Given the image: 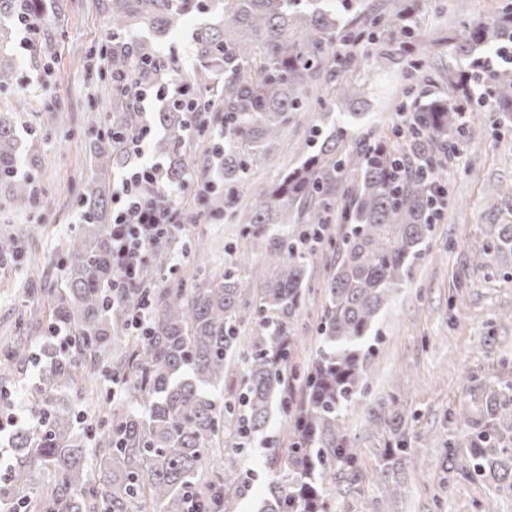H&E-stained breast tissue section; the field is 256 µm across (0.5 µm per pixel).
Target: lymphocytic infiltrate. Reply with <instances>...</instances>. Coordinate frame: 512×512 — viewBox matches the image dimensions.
Returning a JSON list of instances; mask_svg holds the SVG:
<instances>
[{"label": "lymphocytic infiltrate", "mask_w": 512, "mask_h": 512, "mask_svg": "<svg viewBox=\"0 0 512 512\" xmlns=\"http://www.w3.org/2000/svg\"><path fill=\"white\" fill-rule=\"evenodd\" d=\"M151 133L146 122L128 140L137 163L112 192V266L120 288L142 287L156 242L178 237L184 229L173 204L177 188L166 184L161 163L144 159Z\"/></svg>", "instance_id": "obj_1"}]
</instances>
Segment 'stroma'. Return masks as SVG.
<instances>
[{"mask_svg": "<svg viewBox=\"0 0 512 512\" xmlns=\"http://www.w3.org/2000/svg\"><path fill=\"white\" fill-rule=\"evenodd\" d=\"M501 4L429 0L417 27L437 40V47L417 67L370 52L366 67L356 74L367 90L366 120L353 125V133L389 129L415 96L447 93L445 72L466 68L467 62L451 56L446 38L462 24L495 18ZM103 5L104 0H48L37 49L23 48L18 41L12 46L20 80L17 95H0L1 110L13 107L15 99L25 101L18 130L40 157L30 173L36 198L32 209L7 204V192L0 188V234L17 235L22 249L20 258H0V343L19 337L32 353L29 362L0 376V387L21 394L37 382L48 341L46 322L19 321L28 284L37 279L50 288L59 280L58 254L76 224L79 180L97 172L90 143L110 110L99 80V45L109 32ZM319 122V112L299 114L258 163L254 178L238 188L239 199L296 167L307 152L309 128ZM500 123V129H493L489 113H477L468 143L443 171L448 206L433 224L410 282L398 290L366 339L371 348L366 388L358 407L340 421L360 476L350 481L340 468L329 486L333 500L347 512H482L486 506L491 512H512V493L498 490L491 480L463 478L441 464L446 446L461 439L457 416L473 407L469 375L512 380L507 367L512 361V253L481 261L489 225L512 222V119ZM33 225L38 231L31 237L27 230ZM241 229L226 216L200 215L197 223L186 225L184 237L203 240L205 249L187 258L216 272L235 264L243 287H250L251 269L265 261L266 253L262 241L243 238ZM242 252L249 260L239 266L235 260ZM332 260L326 250L313 258L310 290L297 320L305 338L297 357L301 363L319 345L315 328ZM394 401L407 416L410 456L402 475L380 481L375 469L389 430L374 414L378 406ZM291 426V416L274 412L241 459L240 471H252L255 478L238 512H256L269 482L283 474Z\"/></svg>", "mask_w": 512, "mask_h": 512, "instance_id": "35a3bbf8", "label": "stroma"}]
</instances>
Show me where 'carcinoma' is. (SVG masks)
Listing matches in <instances>:
<instances>
[{
  "label": "carcinoma",
  "instance_id": "1",
  "mask_svg": "<svg viewBox=\"0 0 512 512\" xmlns=\"http://www.w3.org/2000/svg\"><path fill=\"white\" fill-rule=\"evenodd\" d=\"M108 84L133 76L152 84L174 69L157 55L146 28L163 39L197 14L196 64L189 103L164 101L153 125L162 129L156 150L165 156L166 183L179 186L192 173L193 142L213 129L224 136L222 183L246 182L288 124L291 112L323 105L321 92L337 93L336 121L317 147L274 184L245 204L248 235L266 241L267 271L255 272L252 336H240L243 288L235 269L211 273L186 261L167 263L172 242L156 245L155 275L163 288L113 287L112 202L109 172L129 160L123 137L143 123L142 113L111 90L112 111L96 135L98 174L79 186V223L63 247L66 258L52 305L51 326L69 330L71 353L47 344L39 384L26 398L33 425L11 439L13 465L0 483L7 512H236L250 477L237 470L253 435L263 431L274 402L292 412L285 474L272 481L258 512H326L325 484L341 465L359 478L356 456L340 433V416L356 406L366 384L363 344L380 313L407 282L443 195L442 157L463 145L475 107L512 116V65L489 66L476 76L448 71V97L411 104L405 127L371 129L346 147L348 127L361 116L350 107L363 99L353 78L363 59L340 55L336 44L364 42L380 51L397 44L421 57L427 45L413 26L414 9L388 10L372 0H109ZM45 16L39 0H0V53L20 28L19 14ZM512 48V0L498 19L467 24L451 53L474 60ZM16 68L0 59V93H12ZM13 114L0 113V186L8 201L33 203L31 183L20 175L38 162L17 141ZM346 232L329 241L336 256L316 323L320 346L297 369L301 339L295 318L309 287L311 258L331 224ZM484 255L512 252V224L489 225ZM147 304V335L132 336L129 311ZM22 342L4 346V362L21 365ZM243 369L244 390L224 397V376ZM123 381L122 405H96L95 428L82 425L61 403V392L100 371ZM476 413L463 417L458 455L445 461L471 479L491 478L512 492V383L496 389L469 377ZM376 420L390 439L379 479L408 461L406 427L398 408Z\"/></svg>",
  "mask_w": 512,
  "mask_h": 512
}]
</instances>
